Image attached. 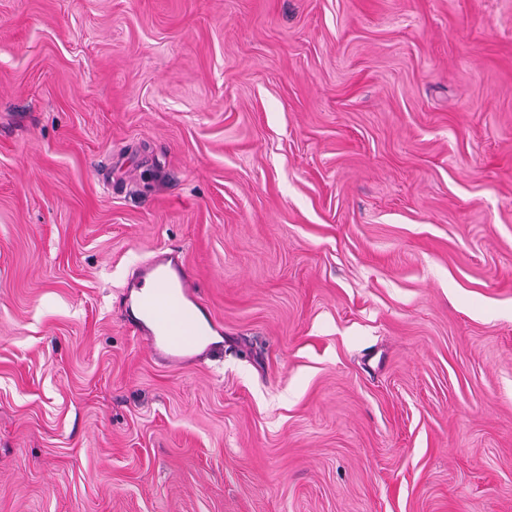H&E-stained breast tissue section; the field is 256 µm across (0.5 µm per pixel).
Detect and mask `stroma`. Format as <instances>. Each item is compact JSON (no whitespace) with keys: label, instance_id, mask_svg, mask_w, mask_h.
<instances>
[{"label":"stroma","instance_id":"35a3bbf8","mask_svg":"<svg viewBox=\"0 0 512 512\" xmlns=\"http://www.w3.org/2000/svg\"><path fill=\"white\" fill-rule=\"evenodd\" d=\"M0 512H512V0H0ZM148 284V286H146ZM137 306L150 321L144 329L156 353L172 363L188 359V352L203 339L206 327H200L192 305L196 290L191 277L177 254L161 253L150 260L133 280ZM143 288H152L143 292Z\"/></svg>","mask_w":512,"mask_h":512}]
</instances>
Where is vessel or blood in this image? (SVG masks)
<instances>
[{
    "mask_svg": "<svg viewBox=\"0 0 512 512\" xmlns=\"http://www.w3.org/2000/svg\"><path fill=\"white\" fill-rule=\"evenodd\" d=\"M137 306L150 321L149 341L156 353L184 362L202 341L205 330L193 310L196 290L178 255L161 253L133 280Z\"/></svg>",
    "mask_w": 512,
    "mask_h": 512,
    "instance_id": "vessel-or-blood-1",
    "label": "vessel or blood"
}]
</instances>
